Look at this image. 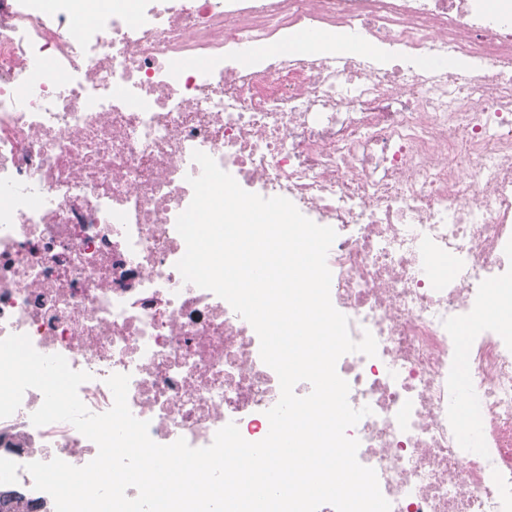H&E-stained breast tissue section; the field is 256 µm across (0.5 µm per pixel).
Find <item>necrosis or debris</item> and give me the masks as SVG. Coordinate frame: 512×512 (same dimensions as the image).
Instances as JSON below:
<instances>
[{
    "instance_id": "1",
    "label": "necrosis or debris",
    "mask_w": 512,
    "mask_h": 512,
    "mask_svg": "<svg viewBox=\"0 0 512 512\" xmlns=\"http://www.w3.org/2000/svg\"><path fill=\"white\" fill-rule=\"evenodd\" d=\"M95 2L0 0V339L90 373L96 414L129 375L156 443L264 439L255 330L176 268L202 151L336 231L331 301L377 340L337 362L372 409L347 434L391 512H512V0ZM42 401L0 419V512H55L26 464L98 453Z\"/></svg>"
}]
</instances>
